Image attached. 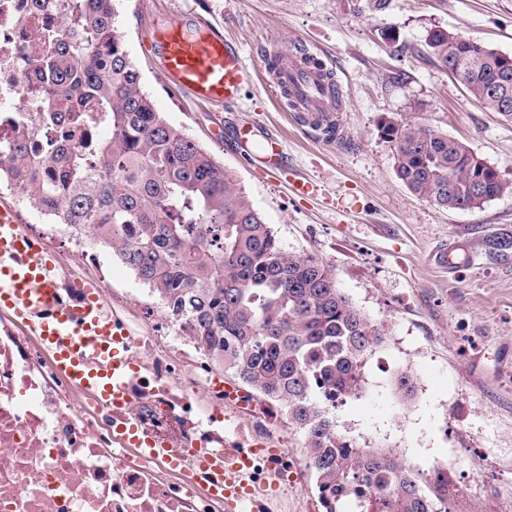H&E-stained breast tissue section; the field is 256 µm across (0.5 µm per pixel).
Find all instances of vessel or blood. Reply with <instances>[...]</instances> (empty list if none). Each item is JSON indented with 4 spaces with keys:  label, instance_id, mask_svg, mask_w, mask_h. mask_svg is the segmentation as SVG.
I'll use <instances>...</instances> for the list:
<instances>
[{
    "label": "vessel or blood",
    "instance_id": "1",
    "mask_svg": "<svg viewBox=\"0 0 512 512\" xmlns=\"http://www.w3.org/2000/svg\"><path fill=\"white\" fill-rule=\"evenodd\" d=\"M151 47L163 80L186 90L196 101L234 103L249 82L239 46L204 17L190 22L171 19L154 31ZM264 66L274 73V94L288 95L291 111L314 115L341 111L334 71L321 58L306 51L287 61L269 54ZM233 137L246 155L270 167H283L278 138L264 136L248 123L238 126ZM22 221L20 209L0 204V310L29 326L70 379L88 389L102 407L122 416L114 440L175 471L186 460H194L208 473L212 493L223 498L225 512H258L249 482L251 450L230 460L210 448H176L132 421V388L139 367L129 333L99 300L87 302L77 312L64 301L49 300L56 261L35 257L30 239L18 229Z\"/></svg>",
    "mask_w": 512,
    "mask_h": 512
}]
</instances>
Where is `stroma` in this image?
Listing matches in <instances>:
<instances>
[{
	"label": "stroma",
	"mask_w": 512,
	"mask_h": 512,
	"mask_svg": "<svg viewBox=\"0 0 512 512\" xmlns=\"http://www.w3.org/2000/svg\"><path fill=\"white\" fill-rule=\"evenodd\" d=\"M200 15L241 48L252 81L232 105L193 101L168 88L145 46L155 24ZM442 27L512 53V0H119L118 28L157 111L223 164L289 252L315 253L341 291L387 336L365 369L360 399L337 408L339 430L399 455L427 486L449 475V512H512V194L478 209L448 211L411 195L396 174L385 122L421 123L461 140L512 178V122L487 111L425 47ZM396 38L383 41L381 30ZM298 48L332 65L342 88L338 133L325 139L286 111L268 87L271 45ZM249 122L282 142L288 166L245 162L232 133ZM311 182L310 195L292 182ZM108 303L136 318L145 336H168L157 298L106 249ZM408 372L411 398L392 381ZM210 377L237 386L241 405L192 395L200 415L217 414L230 439L276 431L292 473L277 498L288 512H321L302 436L285 410L261 401L223 367Z\"/></svg>",
	"instance_id": "obj_1"
}]
</instances>
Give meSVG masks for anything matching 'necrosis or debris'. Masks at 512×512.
<instances>
[{"instance_id": "1", "label": "necrosis or debris", "mask_w": 512, "mask_h": 512, "mask_svg": "<svg viewBox=\"0 0 512 512\" xmlns=\"http://www.w3.org/2000/svg\"><path fill=\"white\" fill-rule=\"evenodd\" d=\"M26 0H0V143L37 115L34 73L43 45L39 17L27 27L14 20ZM70 242L86 268L61 262L56 282L75 297L92 289L107 298L106 274L89 275L99 260L86 234L72 232ZM135 351H147L153 379L178 389L175 397L142 395L134 403L137 422L170 441L223 435L202 429L189 388L206 382L199 366L183 378L170 352L137 337ZM116 421L56 369L38 337L15 317L0 314V512H222V499L209 493L208 477L196 471L176 473L154 461L132 456L112 439Z\"/></svg>"}]
</instances>
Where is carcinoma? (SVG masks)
<instances>
[{"label":"carcinoma","mask_w":512,"mask_h":512,"mask_svg":"<svg viewBox=\"0 0 512 512\" xmlns=\"http://www.w3.org/2000/svg\"><path fill=\"white\" fill-rule=\"evenodd\" d=\"M117 0H36L42 128L65 132L97 112L107 133L81 149H32L26 128L4 146L0 185L26 195L52 224L108 248L159 300L189 341L265 400L303 437L324 512H449L448 488L422 484L385 448H366L331 413L362 392L368 358L384 343L317 254L284 250L237 180L197 141L172 128L143 87L117 27ZM431 55L485 108L512 97V54L431 29ZM396 172L409 192L448 211L512 194V179L464 142L432 128L387 122ZM408 398L414 379L400 373Z\"/></svg>","instance_id":"cac0c4a2"}]
</instances>
